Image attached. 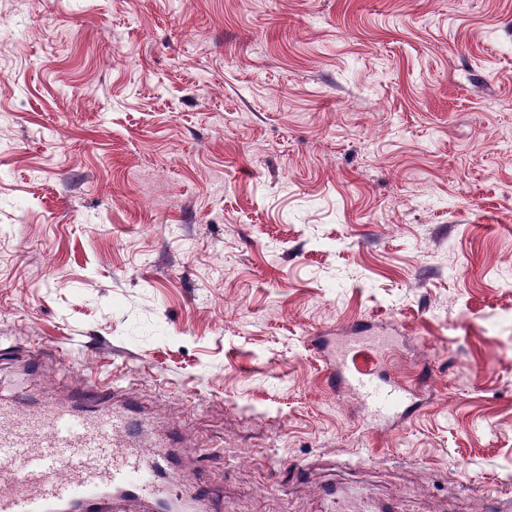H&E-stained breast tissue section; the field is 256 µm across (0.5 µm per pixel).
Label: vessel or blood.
Listing matches in <instances>:
<instances>
[{
	"label": "vessel or blood",
	"mask_w": 512,
	"mask_h": 512,
	"mask_svg": "<svg viewBox=\"0 0 512 512\" xmlns=\"http://www.w3.org/2000/svg\"><path fill=\"white\" fill-rule=\"evenodd\" d=\"M358 344L342 354L337 381L358 391L375 416L396 413L410 398L409 386L378 382L354 367ZM107 394L93 381L72 401L26 412L23 393L0 391V512H163L170 490L158 480L167 462L131 443L127 412L106 409Z\"/></svg>",
	"instance_id": "1"
}]
</instances>
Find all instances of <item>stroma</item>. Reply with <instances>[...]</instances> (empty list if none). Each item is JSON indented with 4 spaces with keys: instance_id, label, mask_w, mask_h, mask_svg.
Listing matches in <instances>:
<instances>
[{
    "instance_id": "35a3bbf8",
    "label": "stroma",
    "mask_w": 512,
    "mask_h": 512,
    "mask_svg": "<svg viewBox=\"0 0 512 512\" xmlns=\"http://www.w3.org/2000/svg\"><path fill=\"white\" fill-rule=\"evenodd\" d=\"M361 326L393 417L331 381ZM30 362L137 401L178 512H512V0H0Z\"/></svg>"
}]
</instances>
